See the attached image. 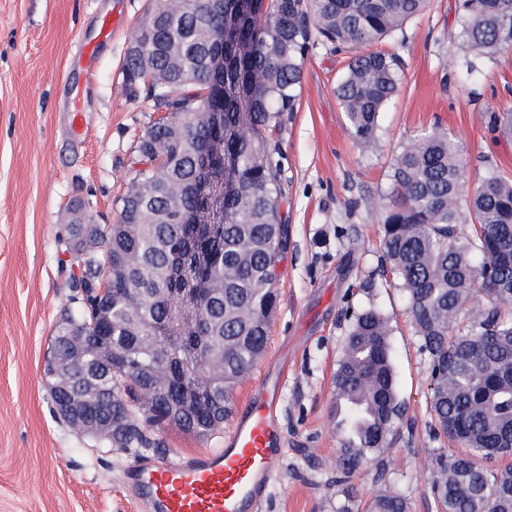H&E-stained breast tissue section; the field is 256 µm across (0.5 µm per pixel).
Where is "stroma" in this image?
<instances>
[{
    "label": "stroma",
    "mask_w": 512,
    "mask_h": 512,
    "mask_svg": "<svg viewBox=\"0 0 512 512\" xmlns=\"http://www.w3.org/2000/svg\"><path fill=\"white\" fill-rule=\"evenodd\" d=\"M147 6L0 0V512H144L122 482L133 456H117L55 417L45 363L56 323L81 294L61 262L67 206L82 199L97 223H114L137 141L155 118L152 99L131 94L124 74ZM107 16L116 23L104 39ZM86 43L95 48L90 62L80 58ZM385 48L399 55L404 80L371 154L356 147L336 97L347 56L322 43L307 56L300 104L277 136L288 239L268 350L251 380L279 383L285 453L261 512H363L389 487L404 491L413 512H429L428 474L452 450L425 427L426 360L404 293L382 269L384 210L373 199L401 146L437 121L462 141L468 179L490 164L512 172V140L488 124L490 111L512 107V49L461 82L445 65L460 50L455 0H433ZM370 307L388 322L403 416L375 461L343 483L349 437L332 413L333 375L346 312ZM251 380L235 388V401Z\"/></svg>",
    "instance_id": "stroma-1"
}]
</instances>
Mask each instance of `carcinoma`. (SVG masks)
<instances>
[{"instance_id":"obj_1","label":"carcinoma","mask_w":512,"mask_h":512,"mask_svg":"<svg viewBox=\"0 0 512 512\" xmlns=\"http://www.w3.org/2000/svg\"><path fill=\"white\" fill-rule=\"evenodd\" d=\"M429 0H149L128 47L125 75L157 110L171 113L139 137L135 160L162 168L133 173L118 220L96 252L70 253L81 283L107 290L79 299L51 344L64 375L50 391L53 412L79 408L86 424L112 427L102 441L129 455L161 453L171 428L208 438L232 413L235 385L253 372L277 306L285 245V197L272 145L296 110L308 52L319 41L351 51L336 96L346 128L371 152L379 117L399 93L396 55L377 49ZM462 53L450 65L468 78L477 61L512 49V0H457ZM224 67L211 66L213 50ZM199 112L224 113V127ZM512 137V109L489 115ZM224 138V181L198 190L207 142ZM459 139L438 125L421 130L390 164L381 195L382 258L405 293L430 385L427 424L462 450L439 457L429 476L437 512H512V176L488 168L467 184ZM206 205L213 234L184 219ZM155 220L143 223V215ZM204 254V265L196 256ZM201 281L208 294H194ZM334 376L351 473L384 447L402 416L390 331L375 308L354 311ZM367 512H412L394 488Z\"/></svg>"}]
</instances>
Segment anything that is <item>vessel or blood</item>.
<instances>
[{
    "label": "vessel or blood",
    "instance_id": "b4317fda",
    "mask_svg": "<svg viewBox=\"0 0 512 512\" xmlns=\"http://www.w3.org/2000/svg\"><path fill=\"white\" fill-rule=\"evenodd\" d=\"M278 402L268 381L252 384L223 447L184 460L140 458L125 469L126 486L146 512H261L284 455Z\"/></svg>",
    "mask_w": 512,
    "mask_h": 512
}]
</instances>
